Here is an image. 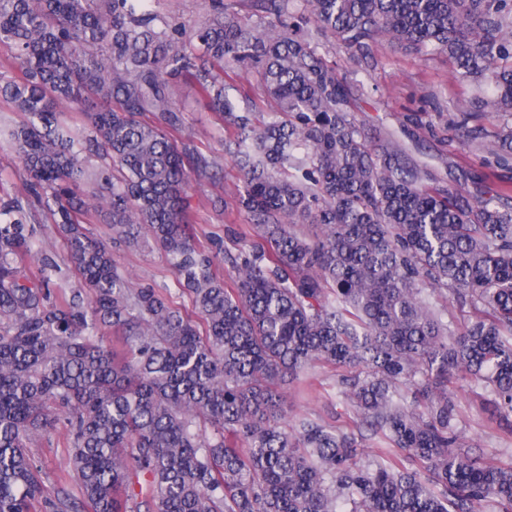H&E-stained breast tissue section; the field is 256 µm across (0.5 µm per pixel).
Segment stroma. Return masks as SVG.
Returning <instances> with one entry per match:
<instances>
[{
	"mask_svg": "<svg viewBox=\"0 0 512 512\" xmlns=\"http://www.w3.org/2000/svg\"><path fill=\"white\" fill-rule=\"evenodd\" d=\"M319 52L346 80L353 115L366 134L374 140L393 141L407 166L426 168L435 184L460 189L478 199L490 198L502 185L512 184V169L498 166L487 151L506 116L491 114L464 121V112L486 99L489 89L462 79L447 54L421 58L383 40L374 46L370 57L354 60L331 38L321 40ZM172 101L183 111L175 139L190 143L215 162L211 176L191 180L188 232L212 259L216 274L225 279L229 270L224 254L239 249V234L250 225L237 200L240 175L224 154L220 116L207 108L192 76L173 81ZM26 182L22 162L9 141L0 136V199L22 202L26 223L36 229L37 248L56 267L50 287L56 299L79 287L80 282L50 214L28 192ZM83 226L90 237L109 241L115 263L133 287L167 292L176 307L192 312L189 295L179 291L174 270L150 236H140L135 244L113 240L111 218L102 209L89 211ZM308 374L314 383L312 390H303L291 381L282 385L289 415L335 422V370L317 363ZM453 393L460 412L463 453L511 457L512 416H500L487 393L467 383L455 385ZM29 452L41 470L44 497H54L61 490L79 497L75 483L60 480L70 453L63 431H56L51 440L33 441Z\"/></svg>",
	"mask_w": 512,
	"mask_h": 512,
	"instance_id": "1",
	"label": "stroma"
}]
</instances>
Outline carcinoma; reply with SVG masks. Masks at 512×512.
Returning <instances> with one entry per match:
<instances>
[{
	"label": "carcinoma",
	"mask_w": 512,
	"mask_h": 512,
	"mask_svg": "<svg viewBox=\"0 0 512 512\" xmlns=\"http://www.w3.org/2000/svg\"><path fill=\"white\" fill-rule=\"evenodd\" d=\"M290 2L258 0L273 24L209 0L186 31L148 0H0L24 74L0 85L26 115L11 146L82 280L50 301L51 264L26 272L35 228L0 202V512H512V458L458 451L448 390L482 385L512 415V185L478 200L367 141L314 43L444 52L491 87L482 111L512 115V0ZM234 69L260 78L268 112ZM184 73L224 121L251 219L227 281L187 233L191 175L212 162L173 138ZM490 154L512 161V127ZM98 204L113 238L146 230L194 313L129 285L82 225ZM448 293L477 311L460 332L432 301ZM316 362L343 370L345 429L282 422L277 381ZM60 424L77 501L43 496L29 452Z\"/></svg>",
	"instance_id": "1"
}]
</instances>
